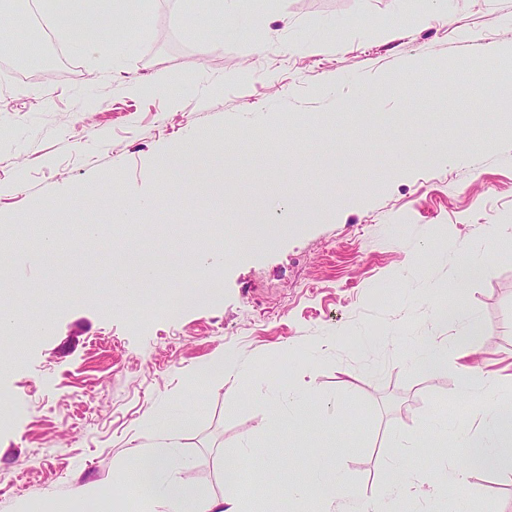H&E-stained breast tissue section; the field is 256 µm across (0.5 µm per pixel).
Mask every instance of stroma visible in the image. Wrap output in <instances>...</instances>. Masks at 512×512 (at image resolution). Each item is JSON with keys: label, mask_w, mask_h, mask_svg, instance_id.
I'll use <instances>...</instances> for the list:
<instances>
[{"label": "stroma", "mask_w": 512, "mask_h": 512, "mask_svg": "<svg viewBox=\"0 0 512 512\" xmlns=\"http://www.w3.org/2000/svg\"><path fill=\"white\" fill-rule=\"evenodd\" d=\"M202 11L201 0H142L132 37L70 52L37 101L0 91V291H14L17 324L0 341L15 361L0 375V512L79 483L112 482L124 501L112 476L159 404L193 418L180 452L198 493L224 494L225 463L257 469L240 454L248 441L286 452L296 479L332 456L368 498L397 456L431 512V422L475 431L488 403L512 405V0H224L234 24L223 28L199 23ZM271 29L280 42L259 47ZM311 41L320 53L305 51ZM477 65L493 68L492 88L463 86ZM132 78L146 91L128 93ZM422 136L435 157L418 165ZM489 136L494 149L480 150ZM189 143L191 176L170 174L169 155ZM304 172L317 200L280 231L267 186L298 199ZM196 178L213 194L189 197ZM359 182L368 192L350 195ZM159 191L168 205L113 223L114 205ZM44 200L55 209L42 238L91 224L94 242L34 267L17 291L16 262L37 248L17 235ZM253 224L269 225L265 241L251 242ZM136 250L185 268L221 253L215 297L159 312L155 290L178 288L162 277L114 304ZM470 253L483 270L457 300L479 322L471 348L485 376L461 399L455 371L401 359L448 337L433 308ZM59 292L64 305L37 329L33 305ZM229 349L262 388L310 385L314 421L267 431L252 384L193 379ZM462 495L464 512H512V477L471 472Z\"/></svg>", "instance_id": "stroma-1"}]
</instances>
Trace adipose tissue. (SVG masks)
<instances>
[{"label": "adipose tissue", "instance_id": "adipose-tissue-1", "mask_svg": "<svg viewBox=\"0 0 512 512\" xmlns=\"http://www.w3.org/2000/svg\"><path fill=\"white\" fill-rule=\"evenodd\" d=\"M56 23L73 38L74 47L91 54L105 39H116L134 22L133 0H52ZM435 319L455 327L456 334L447 340L428 339L423 346L408 352L405 362L425 371L447 369L449 359H458V392L468 394L474 371L465 362L472 353L470 339L478 333L474 315L453 304H437ZM192 424L190 416H176L165 408L149 412L139 422L146 441L137 448L134 461L118 470L129 492L147 499L155 512H241L240 500L234 493L222 496L197 494L191 483L178 475L177 448L183 432ZM454 443L463 451L460 464L440 462L432 477L436 495L454 496L464 486L473 465H497L499 451L512 446V408L490 406L478 431H458ZM413 482L400 466L390 465L389 480L381 494L369 499L345 480L331 457L319 459L305 479L286 483L290 500L299 501L317 493L327 505H340V512H407L413 500ZM97 502L101 512H113L115 504L110 487L100 484H79L64 498L52 499L48 512H75L78 505Z\"/></svg>", "mask_w": 512, "mask_h": 512}]
</instances>
